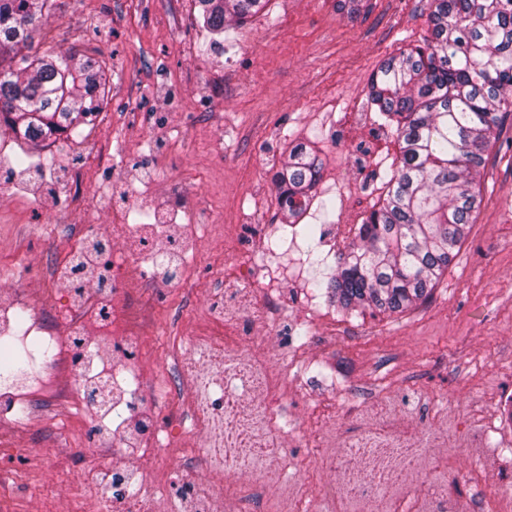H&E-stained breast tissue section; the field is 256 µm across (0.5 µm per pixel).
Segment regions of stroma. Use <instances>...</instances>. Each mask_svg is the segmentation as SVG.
Here are the masks:
<instances>
[{
	"label": "stroma",
	"instance_id": "1",
	"mask_svg": "<svg viewBox=\"0 0 512 512\" xmlns=\"http://www.w3.org/2000/svg\"><path fill=\"white\" fill-rule=\"evenodd\" d=\"M372 3L350 18L336 0H271L268 15L218 36L193 0H54L33 51L105 59L106 99L78 138L92 162L64 160L40 178L16 169L0 180V271L24 255L27 283L43 280L69 245L49 230L33 234V225L108 227L113 191L130 195L127 224L163 223L157 203L178 196L187 215L206 217L201 251L185 280L155 285L143 328L150 368L174 388L173 344L209 323L207 301L224 293L217 273L240 258L225 225H277L265 258L282 273L286 311L248 348L273 362L293 334L306 360L278 405L288 467L250 496L254 512L266 497L299 489L302 512H351L356 501L326 460L385 420L425 441L393 497L412 499L415 512H431L439 493L457 512H512V113L485 154L467 236L431 297L410 310L351 312L316 298L314 283L335 272V258L303 235L305 253L320 261L298 264L280 228L274 176L289 145L313 143L324 160L309 224L355 221L356 191L374 176L368 161L387 167L399 153L368 87L384 60L429 37L430 0ZM330 320L345 340H326ZM79 424L73 412L54 411L38 431L14 432L26 452L0 454V512H61L68 496L78 512H95ZM189 474L229 482L201 454L180 455L155 478L171 512H188L180 491ZM321 484L335 485V506L314 495Z\"/></svg>",
	"mask_w": 512,
	"mask_h": 512
}]
</instances>
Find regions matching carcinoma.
<instances>
[{"label":"carcinoma","mask_w":512,"mask_h":512,"mask_svg":"<svg viewBox=\"0 0 512 512\" xmlns=\"http://www.w3.org/2000/svg\"><path fill=\"white\" fill-rule=\"evenodd\" d=\"M195 2L204 27L221 35L269 0ZM51 7L0 0V126L35 146L71 137L106 95L105 70L93 58L21 54ZM430 25L429 38L384 61L369 85L399 154L384 198L327 281L345 310L402 313L429 296L473 222L486 148L512 112V0H431ZM322 167L313 146L289 149L274 177L286 223L310 210Z\"/></svg>","instance_id":"carcinoma-1"}]
</instances>
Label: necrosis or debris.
Here are the masks:
<instances>
[{
    "mask_svg": "<svg viewBox=\"0 0 512 512\" xmlns=\"http://www.w3.org/2000/svg\"><path fill=\"white\" fill-rule=\"evenodd\" d=\"M94 239L95 246L69 249L39 286L18 287L23 257L15 272L0 275V342H35L45 371L40 381L26 371L0 375V429L29 426L44 405L63 400L81 412L88 440L111 435L110 448L96 463L97 512H162L153 472L143 465L153 451L163 464L174 449L196 446L203 456L241 472L255 455L271 468H286L288 435L278 425L275 404L287 396L290 362L302 352L286 345V361L274 368L264 355L241 350L246 339L269 327L280 306L275 268L264 264L253 284L245 279L246 264L225 266L226 293L214 309L212 331L191 336L188 348L174 355L192 410L191 428L175 437L153 420L168 395L151 386L140 331L154 295L129 282L136 272L183 280L201 243L190 229L164 238L152 224H115L95 231ZM61 289L72 294L65 309L55 305ZM260 292L265 302H257ZM377 454L374 448H352L346 459L330 462L360 500L376 497L380 487L399 478L396 468L365 467V459ZM182 494L193 512H243L223 487L206 480L187 481Z\"/></svg>",
    "mask_w": 512,
    "mask_h": 512,
    "instance_id": "obj_1",
    "label": "necrosis or debris"
}]
</instances>
